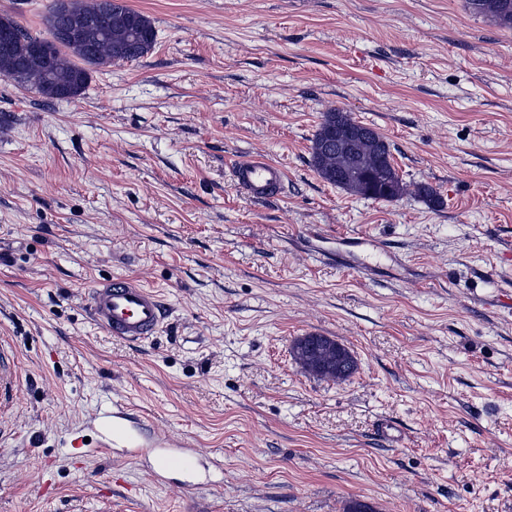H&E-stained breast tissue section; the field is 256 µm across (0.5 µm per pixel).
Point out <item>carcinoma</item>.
Returning a JSON list of instances; mask_svg holds the SVG:
<instances>
[{"label":"carcinoma","mask_w":512,"mask_h":512,"mask_svg":"<svg viewBox=\"0 0 512 512\" xmlns=\"http://www.w3.org/2000/svg\"><path fill=\"white\" fill-rule=\"evenodd\" d=\"M65 13L53 18L48 10V37L32 35L23 25L9 19L16 29L17 53L13 59L0 58V76L41 95L47 100L80 95L90 79L88 67L135 62L146 56L156 42V31L145 14L121 2L110 19H100L93 31L80 36L73 29L99 9V0H64ZM470 9L497 25L512 29V0H468ZM359 123L347 113L331 108L312 140L311 164L327 183L352 195L392 201L409 192L398 170L382 165L389 144L375 130L363 135L352 149L325 146L341 129H354ZM366 170L370 181L362 183L354 172ZM292 357L304 371L326 381L341 384L357 370V362L337 344L324 342L307 353L299 342L292 345Z\"/></svg>","instance_id":"cac0c4a2"}]
</instances>
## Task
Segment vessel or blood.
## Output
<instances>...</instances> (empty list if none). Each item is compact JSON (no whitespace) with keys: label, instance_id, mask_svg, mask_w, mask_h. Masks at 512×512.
<instances>
[{"label":"vessel or blood","instance_id":"obj_1","mask_svg":"<svg viewBox=\"0 0 512 512\" xmlns=\"http://www.w3.org/2000/svg\"><path fill=\"white\" fill-rule=\"evenodd\" d=\"M233 177L252 200L278 198L285 174L283 169L262 159H247L235 165ZM87 309L93 323L114 338L136 342L159 333L167 318V309L150 287L125 277L94 280L87 294ZM14 355L0 348V408L19 404L22 399L17 375L12 368ZM131 416L125 405L113 403L100 415L95 426L99 445L156 449L159 472L196 477L199 462L188 451L159 452V440L139 437L131 429Z\"/></svg>","mask_w":512,"mask_h":512}]
</instances>
